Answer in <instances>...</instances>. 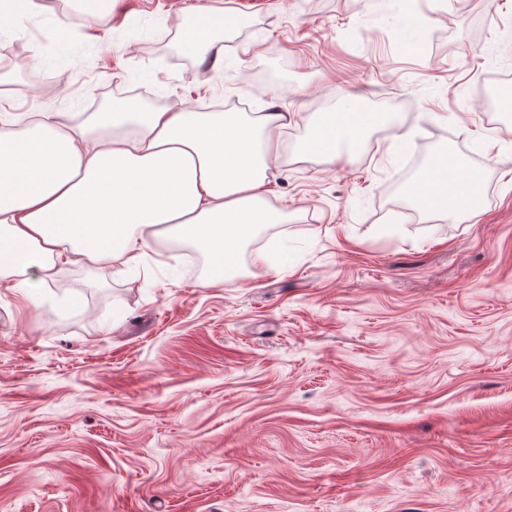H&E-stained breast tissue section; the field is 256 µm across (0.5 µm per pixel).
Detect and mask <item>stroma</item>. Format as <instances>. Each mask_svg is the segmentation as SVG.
Wrapping results in <instances>:
<instances>
[{
    "label": "stroma",
    "mask_w": 512,
    "mask_h": 512,
    "mask_svg": "<svg viewBox=\"0 0 512 512\" xmlns=\"http://www.w3.org/2000/svg\"><path fill=\"white\" fill-rule=\"evenodd\" d=\"M44 4L0 30V113L276 103L289 217L221 274L155 241L35 308L0 287V512H512V105L484 95L512 90V0ZM349 93L424 136L303 153ZM443 149L484 176L457 222L404 194ZM187 40L192 46L193 52L202 61L210 59L215 65L224 60V45L222 40L209 36L206 32L189 31L186 34Z\"/></svg>",
    "instance_id": "obj_1"
}]
</instances>
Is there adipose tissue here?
Listing matches in <instances>:
<instances>
[{
  "mask_svg": "<svg viewBox=\"0 0 512 512\" xmlns=\"http://www.w3.org/2000/svg\"><path fill=\"white\" fill-rule=\"evenodd\" d=\"M383 112L322 114L306 154L353 156ZM288 115L153 110L129 99L91 125L62 112L0 120V284L41 303L67 266L135 268L148 240L187 241L216 271L233 268L265 227L288 221L263 186ZM408 193L456 219L480 205L482 178L442 150Z\"/></svg>",
  "mask_w": 512,
  "mask_h": 512,
  "instance_id": "1",
  "label": "adipose tissue"
}]
</instances>
